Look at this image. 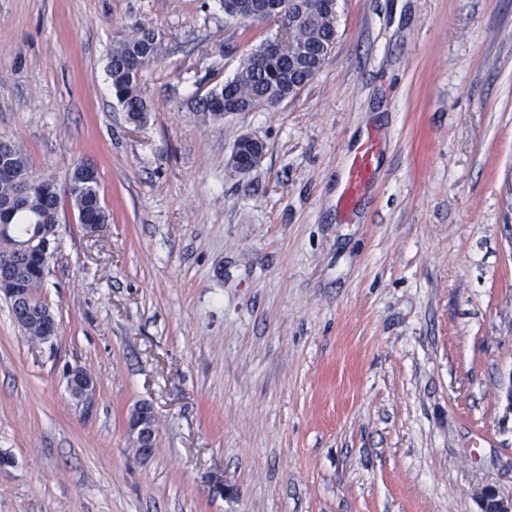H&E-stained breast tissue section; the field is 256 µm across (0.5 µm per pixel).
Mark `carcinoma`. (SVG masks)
<instances>
[{
	"label": "carcinoma",
	"mask_w": 512,
	"mask_h": 512,
	"mask_svg": "<svg viewBox=\"0 0 512 512\" xmlns=\"http://www.w3.org/2000/svg\"><path fill=\"white\" fill-rule=\"evenodd\" d=\"M308 7L309 20L296 27V38L310 54L278 55L265 41L241 60L233 77L196 98V110L205 117L220 119L224 113L242 111L256 101L292 98L298 93L295 84L311 82L323 65L312 53L336 41V0H308ZM160 53L158 33L145 27L136 28L112 49L107 65L112 94L133 122L142 121L149 112L140 81L142 72ZM10 146L16 167L32 174L33 183L28 196L20 203L16 184L0 176V224L9 225L8 233L0 236V262L11 258L13 243L30 231L38 227L46 231L54 229L64 200H70L78 211H90L97 205V190L80 191L76 186L79 168H74L67 182L61 184L53 176L34 175L25 151L14 142ZM18 274L34 289L36 306L47 309L49 304L39 293L44 277L36 264L30 259L19 261Z\"/></svg>",
	"instance_id": "obj_1"
}]
</instances>
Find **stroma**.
Segmentation results:
<instances>
[{
  "mask_svg": "<svg viewBox=\"0 0 512 512\" xmlns=\"http://www.w3.org/2000/svg\"><path fill=\"white\" fill-rule=\"evenodd\" d=\"M162 37L134 123L106 72ZM317 76L202 120L275 33L221 0H0V137L98 170L59 211L58 333L0 299V512H480L512 496V0H337ZM262 159L234 174L236 141ZM380 144L350 211L355 148ZM95 380L74 400L65 370ZM158 439L141 457L139 403ZM129 431L135 436L137 448L142 456H150L157 442L155 415L150 404L141 403L131 412ZM481 512H512V497L504 496L494 485H486L480 491Z\"/></svg>",
  "mask_w": 512,
  "mask_h": 512,
  "instance_id": "1",
  "label": "stroma"
}]
</instances>
